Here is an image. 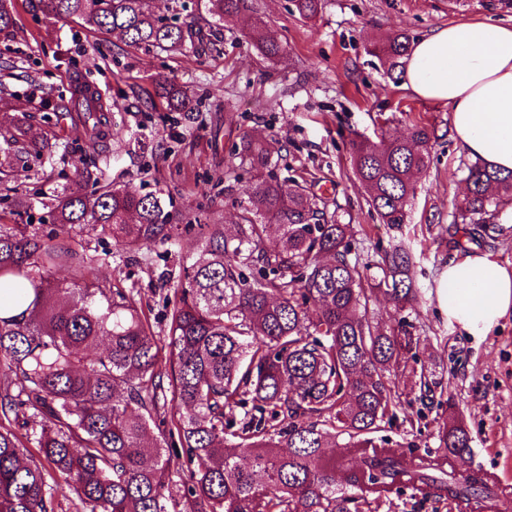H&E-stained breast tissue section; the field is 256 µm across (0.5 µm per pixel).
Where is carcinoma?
Instances as JSON below:
<instances>
[{
    "instance_id": "obj_1",
    "label": "carcinoma",
    "mask_w": 512,
    "mask_h": 512,
    "mask_svg": "<svg viewBox=\"0 0 512 512\" xmlns=\"http://www.w3.org/2000/svg\"><path fill=\"white\" fill-rule=\"evenodd\" d=\"M57 19L111 34L128 47L179 53L199 30L167 22L152 0H23ZM313 20L323 0H290ZM245 0H205L219 20ZM18 23V0H0V33ZM249 39L269 61L283 45L257 23ZM410 35L397 31L369 54L402 81ZM156 97L191 109L168 79ZM70 103L98 133L110 126L98 91L81 78ZM435 129L415 123L403 136L350 139L354 175L382 224H407L416 177L427 168ZM275 141L242 134L232 156L254 183L235 234L198 225L197 244L166 299L167 341L156 336L131 292L99 278L102 258L80 242H55L26 224L0 229V512H56L57 478L80 512H377L398 490L451 502L494 499L488 478L459 475L441 461L464 457L472 438L462 421L438 427L436 458L414 459L372 434L393 426L398 384L429 389L418 370L421 337L404 312L424 300L413 287L416 255L398 242L380 260L351 257L354 225L307 187L267 172ZM451 243L460 250L496 240V213L512 203V171L476 160ZM63 228L90 225L129 251L164 245L175 225L163 201L128 186L55 195ZM274 237L277 248L264 243ZM68 266L75 282L53 279ZM376 273H371V270ZM381 292L394 303L388 328L371 319ZM344 448L340 456L328 448Z\"/></svg>"
}]
</instances>
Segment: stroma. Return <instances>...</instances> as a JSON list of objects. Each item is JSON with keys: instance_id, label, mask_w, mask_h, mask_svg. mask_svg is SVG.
Listing matches in <instances>:
<instances>
[{"instance_id": "35a3bbf8", "label": "stroma", "mask_w": 512, "mask_h": 512, "mask_svg": "<svg viewBox=\"0 0 512 512\" xmlns=\"http://www.w3.org/2000/svg\"><path fill=\"white\" fill-rule=\"evenodd\" d=\"M248 4L219 27L203 26L208 50L190 47L180 54L121 50L112 35L20 9L14 32L0 33V83L11 95L10 105L0 109V224H26L49 237L70 234L107 250L101 277L133 289L162 337V284L179 274L183 256L195 246L197 225L228 227L237 219L236 203L251 175L243 166L226 176L233 142L245 132L279 140L271 173L305 180L313 194L325 196L342 221L354 225L363 260L375 259L377 249L400 238L415 251L412 277L425 300L410 320L421 338L418 362L438 388L433 405L409 408L419 418L412 431L397 423L388 437L419 455L434 452L439 423L456 413L472 437V451L448 460V467L487 473L512 495V315L475 339L449 324L437 294L456 253L447 228L463 197L468 157L451 131L447 106L393 83L369 53L373 42L397 30L416 38L455 22L512 21V0H325L312 21L290 12L288 0ZM259 20L284 46L282 59L265 60L249 43ZM81 69L111 110L110 137L97 136L78 112L60 124L46 115L45 98L68 104ZM160 76L185 91L190 111L151 106L147 94ZM417 121L434 127L436 140L428 169L417 177L412 221L379 223L354 176L349 140L358 134L376 141ZM32 141L49 143V151L17 161L18 147ZM82 171L160 196L180 226L176 241L146 254L125 250L97 228L62 230L42 201L73 186ZM378 512H487V504H451L407 489Z\"/></svg>"}]
</instances>
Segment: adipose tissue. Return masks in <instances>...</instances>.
Segmentation results:
<instances>
[{"label": "adipose tissue", "mask_w": 512, "mask_h": 512, "mask_svg": "<svg viewBox=\"0 0 512 512\" xmlns=\"http://www.w3.org/2000/svg\"><path fill=\"white\" fill-rule=\"evenodd\" d=\"M404 85L446 104L471 158L512 170V26L483 20L435 29L413 41ZM450 324L482 337L512 314V268L494 255L452 258L438 288Z\"/></svg>", "instance_id": "ef3b65f1"}]
</instances>
